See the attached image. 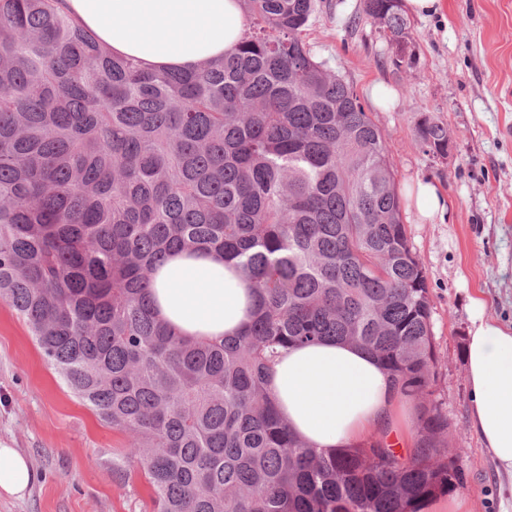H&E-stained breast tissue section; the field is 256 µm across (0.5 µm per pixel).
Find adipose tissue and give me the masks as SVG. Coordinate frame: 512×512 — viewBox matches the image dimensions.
I'll use <instances>...</instances> for the list:
<instances>
[{
	"mask_svg": "<svg viewBox=\"0 0 512 512\" xmlns=\"http://www.w3.org/2000/svg\"><path fill=\"white\" fill-rule=\"evenodd\" d=\"M79 26L115 55L147 69L193 71L223 58L241 39L239 0H62ZM158 316L183 336H232L251 321L257 300L235 262L214 253H177L152 276ZM465 357L471 423L497 473L512 478V324L470 299ZM270 395L289 429L324 450L354 445L395 422L401 398L366 351L336 341L299 346L276 358ZM36 479L28 459L0 447V496L23 497Z\"/></svg>",
	"mask_w": 512,
	"mask_h": 512,
	"instance_id": "adipose-tissue-1",
	"label": "adipose tissue"
}]
</instances>
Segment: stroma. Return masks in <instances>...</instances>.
I'll return each instance as SVG.
<instances>
[{
    "label": "stroma",
    "instance_id": "35a3bbf8",
    "mask_svg": "<svg viewBox=\"0 0 512 512\" xmlns=\"http://www.w3.org/2000/svg\"><path fill=\"white\" fill-rule=\"evenodd\" d=\"M302 34L328 68L353 85L388 143L396 190L436 182L448 198L442 220L402 213L427 273L432 299V398L461 452L465 480L424 512H448L449 498L469 512H502L512 481L500 476L472 427L465 346L469 299L512 321V0H441L433 15L408 14L419 56L396 71L383 30L363 17L361 0H316ZM448 126L449 160L428 153L416 135L420 114ZM127 436L103 423L45 361L26 323L0 301V446L17 449L37 474L0 512H156L137 465L114 467Z\"/></svg>",
    "mask_w": 512,
    "mask_h": 512
}]
</instances>
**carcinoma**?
Segmentation results:
<instances>
[{"label": "carcinoma", "instance_id": "carcinoma-1", "mask_svg": "<svg viewBox=\"0 0 512 512\" xmlns=\"http://www.w3.org/2000/svg\"><path fill=\"white\" fill-rule=\"evenodd\" d=\"M60 2L0 0V299L128 434L157 512H423L454 491L426 271L379 127L300 38L315 0H240L248 30L198 72L110 53ZM362 13L415 68L403 0ZM416 133L448 155L443 123ZM183 251L237 262L258 300L244 331L191 340L158 317L152 274ZM326 339L417 402L407 455L376 436L320 450L278 417L272 361Z\"/></svg>", "mask_w": 512, "mask_h": 512}]
</instances>
